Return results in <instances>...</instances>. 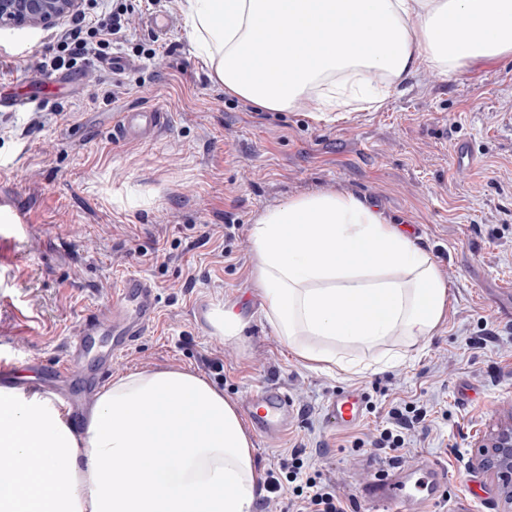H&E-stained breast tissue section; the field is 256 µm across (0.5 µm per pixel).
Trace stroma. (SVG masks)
<instances>
[{
    "instance_id": "stroma-1",
    "label": "stroma",
    "mask_w": 512,
    "mask_h": 512,
    "mask_svg": "<svg viewBox=\"0 0 512 512\" xmlns=\"http://www.w3.org/2000/svg\"><path fill=\"white\" fill-rule=\"evenodd\" d=\"M155 14L172 18L167 33L150 26ZM65 27L0 29V95L31 99L0 111V198L25 218L21 229L0 223V362L42 385L81 319L124 278H145L156 320L113 358L111 376L186 369L237 404L257 385L278 386L296 420L286 436L253 437L259 472L300 453L346 512H374L367 487L377 468L423 457L449 477L431 512H505L477 446L512 421V59L451 79L421 67L376 110L338 116L314 93L294 111L261 112L211 79L182 0L136 9L110 59L50 93L36 63ZM155 107L168 122L154 139L115 136L118 113ZM461 141L475 157L468 171L455 166ZM312 192L372 200L434 255L450 308L431 336L391 344L398 363L356 375L313 367L266 319L250 228ZM215 305L241 314L242 339L212 334L205 314ZM348 386L371 409L345 432L327 422L326 406ZM408 405L426 416L404 447H373L393 409Z\"/></svg>"
}]
</instances>
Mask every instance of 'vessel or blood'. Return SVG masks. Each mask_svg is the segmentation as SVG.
Listing matches in <instances>:
<instances>
[{"label":"vessel or blood","mask_w":512,"mask_h":512,"mask_svg":"<svg viewBox=\"0 0 512 512\" xmlns=\"http://www.w3.org/2000/svg\"><path fill=\"white\" fill-rule=\"evenodd\" d=\"M167 122V114L158 109L123 112L116 122V133L125 140L153 137ZM157 296L152 282L142 278L127 280L115 289L107 303L80 322L77 334L66 348L64 359L52 373L68 376L80 373L84 365V346L89 336L107 329L112 333V351L119 354L143 336L153 323ZM368 396L358 388H341L327 405V415L337 429L346 430L363 422ZM242 413L255 433L263 438L284 436L293 426L295 406L279 387L263 384L250 391L242 403ZM448 484V472L441 464L425 459L412 465H386L377 469L369 486L374 502L383 512H429Z\"/></svg>","instance_id":"1"}]
</instances>
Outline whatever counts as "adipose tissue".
<instances>
[{
    "mask_svg": "<svg viewBox=\"0 0 512 512\" xmlns=\"http://www.w3.org/2000/svg\"><path fill=\"white\" fill-rule=\"evenodd\" d=\"M183 7L212 77L267 112L295 110L323 86L329 111H345L354 99L378 107L420 66L451 76L512 59V0H184ZM260 27L269 42L257 57L250 45ZM250 237L266 317L304 362L362 372L337 346L428 336L448 310L432 254L368 199L301 195L261 216ZM36 455L45 465L33 471L27 463ZM259 493L235 405L192 371L114 378L80 431L51 397L0 390V512H253Z\"/></svg>",
    "mask_w": 512,
    "mask_h": 512,
    "instance_id": "obj_1",
    "label": "adipose tissue"
}]
</instances>
